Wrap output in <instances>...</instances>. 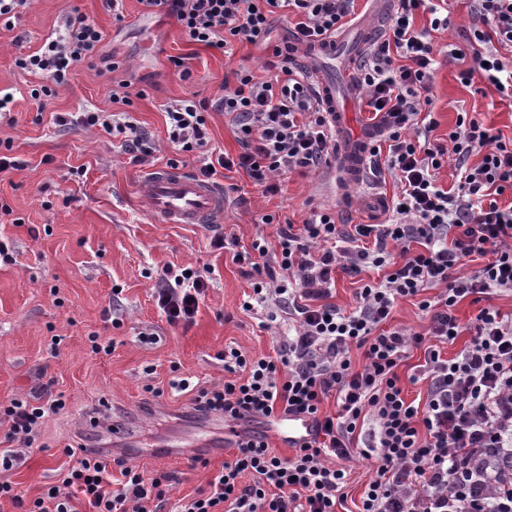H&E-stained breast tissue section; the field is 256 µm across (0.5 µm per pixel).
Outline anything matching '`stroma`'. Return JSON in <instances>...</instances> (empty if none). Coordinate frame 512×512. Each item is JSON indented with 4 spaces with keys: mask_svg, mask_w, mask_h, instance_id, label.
<instances>
[{
    "mask_svg": "<svg viewBox=\"0 0 512 512\" xmlns=\"http://www.w3.org/2000/svg\"><path fill=\"white\" fill-rule=\"evenodd\" d=\"M125 23H116L102 0H27L14 29L0 27V92L12 94L0 115V140H10L19 168L0 173V243L10 262H0V402L28 395L38 375L63 393L66 411L45 424L40 449L0 480L10 481L31 500L57 483L71 459L67 446L108 452L150 478L172 476L165 512L207 489L224 462L208 438L224 433L222 418L203 416L190 391L171 390L173 378L210 387L224 381L225 347L247 356L273 354L286 328L268 321L262 309L246 311L252 292L245 267L215 244L230 233L240 246L257 237L275 241L279 225L301 223L311 207L332 206L341 223L365 224L377 206L366 186L342 192L328 174H294L274 195L262 194L244 172L223 178L224 221L220 224H160L144 214L137 199L150 168L176 158L184 171L198 163L174 154L165 135L164 107L179 99L213 98L233 70L262 72L263 52L237 48L232 57L183 38L171 21L142 14L138 0H125ZM80 11L104 34L102 51L121 60L113 72L78 67L49 109L38 111L30 91L38 77L14 65L38 49L63 16ZM182 56L190 70L182 78L170 57ZM461 64L440 55L433 75L437 137H447L458 113H480L484 122L512 138V103L500 100L481 78L460 81ZM127 80L146 90L122 108L113 85ZM88 107L128 110L148 130L156 152L137 165L116 139L79 125L56 126L58 112ZM273 215L270 224L263 215ZM212 268V280L190 326L170 325L153 288L163 267ZM111 339V353H93L89 334ZM159 388L146 393L145 385ZM129 426L125 441L113 439L112 424ZM174 448L178 459L163 458Z\"/></svg>",
    "mask_w": 512,
    "mask_h": 512,
    "instance_id": "stroma-1",
    "label": "stroma"
}]
</instances>
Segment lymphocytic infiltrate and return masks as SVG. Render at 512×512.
Returning a JSON list of instances; mask_svg holds the SVG:
<instances>
[{"label":"lymphocytic infiltrate","mask_w":512,"mask_h":512,"mask_svg":"<svg viewBox=\"0 0 512 512\" xmlns=\"http://www.w3.org/2000/svg\"><path fill=\"white\" fill-rule=\"evenodd\" d=\"M143 13L172 19L191 43L232 57L249 44L266 55L267 79L240 68L233 84L215 99L178 100L165 107L168 142L201 160L198 175L215 169L243 171L263 193L279 189L278 177L327 169L334 138L307 65L302 44L335 34L347 25L357 0H138ZM476 23L448 51L471 60L463 82L480 74L512 102V0H474ZM441 0H398L382 40L357 66L365 105L382 127L384 145H372L370 162L397 185L383 202L379 224H340L335 212L311 211L301 224L282 225L275 242L254 241L234 261L256 275V303L270 317H291L292 332L272 357L250 358L236 348L224 352L223 384L198 389L199 410L221 415L232 431L233 454L208 483L206 494L181 503L179 512H336L348 485L350 464L372 463L374 476L360 512H512V495H491L479 486L476 468L487 466L493 449L512 447V319L482 305L490 290L512 291V139L495 134L475 112L458 115L447 141L434 138L432 74L436 48L431 34L448 29ZM430 16L417 30V13ZM290 20L274 37L276 20ZM103 33L79 12L67 15L54 38L16 57L23 72L42 77L30 96L45 110L78 67L101 56ZM144 91L130 81L112 89L123 112H59L57 125L99 127L117 138L132 163L145 164L155 151L152 136L125 108ZM223 113L238 134L240 150L229 156L212 148L207 115ZM453 163L450 188L437 183L444 163ZM477 270H469L472 261ZM385 268L383 279L364 284L351 309L331 303L337 273L359 274L364 266ZM211 279L209 268H165L155 290L169 324L189 325ZM438 288L428 298L424 292ZM419 297L429 317L426 335L387 327L397 302ZM479 307L469 323L454 309L463 301ZM470 339L454 357L442 344L462 333ZM424 352L415 380L425 400H407L398 368L411 349ZM364 362L354 366L351 353ZM335 400L337 411L324 412ZM66 408L63 394L42 384L27 396L0 404L13 447L0 454V468L25 461L45 420ZM306 415L316 434L289 457L275 453L269 436L253 422ZM113 483L110 462L82 453L59 484L25 501L7 481L0 499L22 512H74L82 496L89 512H162L171 477L144 479L135 467Z\"/></svg>","instance_id":"lymphocytic-infiltrate-1"}]
</instances>
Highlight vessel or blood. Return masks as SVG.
<instances>
[{
  "mask_svg": "<svg viewBox=\"0 0 512 512\" xmlns=\"http://www.w3.org/2000/svg\"><path fill=\"white\" fill-rule=\"evenodd\" d=\"M364 31L348 29L324 44L309 48L306 63L315 76L322 105L336 136L340 182H357L376 128H355L353 109L360 96L353 73L355 54ZM141 209L161 224H220L224 221V190L219 183L174 168H157L144 180ZM280 445L292 448L315 432L312 420L288 417L271 427Z\"/></svg>",
  "mask_w": 512,
  "mask_h": 512,
  "instance_id": "1",
  "label": "vessel or blood"
}]
</instances>
